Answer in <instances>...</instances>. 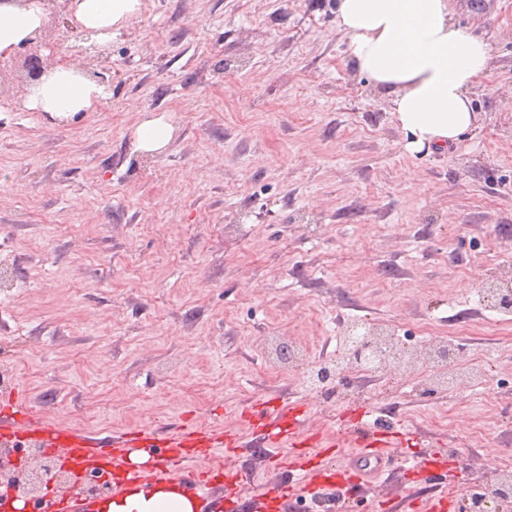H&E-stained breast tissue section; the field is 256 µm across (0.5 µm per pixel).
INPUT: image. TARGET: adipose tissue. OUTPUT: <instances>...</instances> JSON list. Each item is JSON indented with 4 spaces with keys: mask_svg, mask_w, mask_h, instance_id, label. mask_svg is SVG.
Masks as SVG:
<instances>
[{
    "mask_svg": "<svg viewBox=\"0 0 512 512\" xmlns=\"http://www.w3.org/2000/svg\"><path fill=\"white\" fill-rule=\"evenodd\" d=\"M141 0H73L76 22L92 39L111 38L113 28L139 12ZM43 22L37 4L0 0V56L10 55ZM339 28L350 53L374 86L389 96L401 127L416 146L454 143L476 126L470 90L490 70L484 39L459 26L448 0H339ZM102 86L71 67L54 68L32 94L36 112L72 116L93 111ZM96 512H197L196 497L173 482H146L95 503Z\"/></svg>",
    "mask_w": 512,
    "mask_h": 512,
    "instance_id": "ef3b65f1",
    "label": "adipose tissue"
}]
</instances>
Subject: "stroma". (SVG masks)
<instances>
[{
	"label": "stroma",
	"instance_id": "35a3bbf8",
	"mask_svg": "<svg viewBox=\"0 0 512 512\" xmlns=\"http://www.w3.org/2000/svg\"><path fill=\"white\" fill-rule=\"evenodd\" d=\"M452 8L491 70L471 94L478 126L444 148L412 147L351 58L337 0H142L112 32L105 99L65 125L0 69V416L168 433L300 396L335 432L374 410L415 432L408 454L447 456L434 487L460 512L512 458V313L480 295L512 275V0ZM69 14L44 18L46 68L86 62L81 30L56 44ZM158 116L172 137L143 153L136 130ZM355 321L410 348L459 332L460 379L433 385L419 362L315 391L262 346L304 341L341 364ZM197 464L241 473L242 512L289 479L245 447ZM426 493L397 469L358 502L305 495L291 512H409Z\"/></svg>",
	"mask_w": 512,
	"mask_h": 512
}]
</instances>
